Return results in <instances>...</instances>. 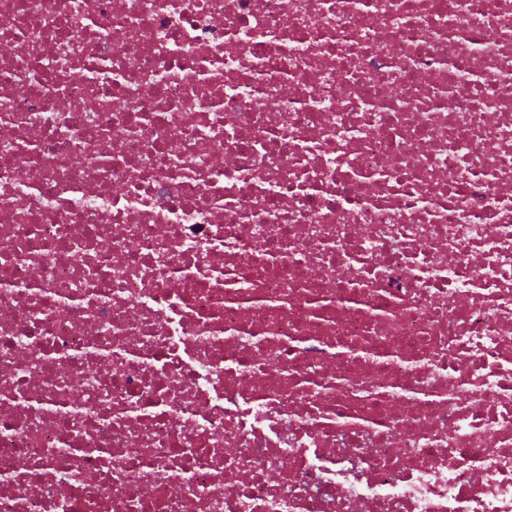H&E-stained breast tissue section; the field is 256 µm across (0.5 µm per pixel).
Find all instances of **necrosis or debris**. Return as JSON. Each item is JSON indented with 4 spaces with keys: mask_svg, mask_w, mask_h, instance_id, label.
<instances>
[{
    "mask_svg": "<svg viewBox=\"0 0 512 512\" xmlns=\"http://www.w3.org/2000/svg\"><path fill=\"white\" fill-rule=\"evenodd\" d=\"M0 512H512V0H0Z\"/></svg>",
    "mask_w": 512,
    "mask_h": 512,
    "instance_id": "1",
    "label": "necrosis or debris"
}]
</instances>
